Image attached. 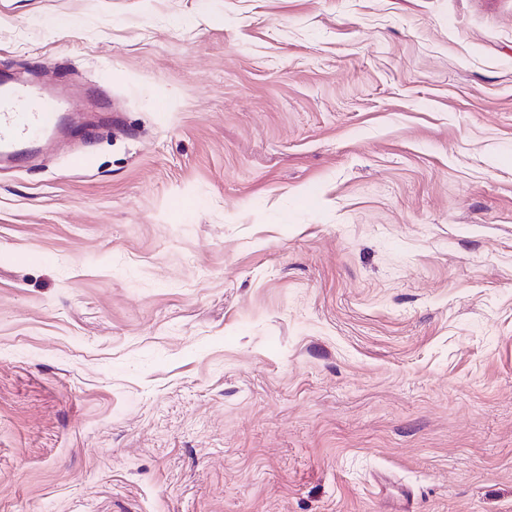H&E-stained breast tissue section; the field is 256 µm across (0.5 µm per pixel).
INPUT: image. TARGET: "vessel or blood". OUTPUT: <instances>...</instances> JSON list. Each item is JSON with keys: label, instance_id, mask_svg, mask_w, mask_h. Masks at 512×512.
<instances>
[{"label": "vessel or blood", "instance_id": "1", "mask_svg": "<svg viewBox=\"0 0 512 512\" xmlns=\"http://www.w3.org/2000/svg\"><path fill=\"white\" fill-rule=\"evenodd\" d=\"M70 103L24 80L0 82V163L28 160L59 133Z\"/></svg>", "mask_w": 512, "mask_h": 512}]
</instances>
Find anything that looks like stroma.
<instances>
[{
    "instance_id": "1",
    "label": "stroma",
    "mask_w": 512,
    "mask_h": 512,
    "mask_svg": "<svg viewBox=\"0 0 512 512\" xmlns=\"http://www.w3.org/2000/svg\"><path fill=\"white\" fill-rule=\"evenodd\" d=\"M35 71L0 512H512V0H0Z\"/></svg>"
}]
</instances>
